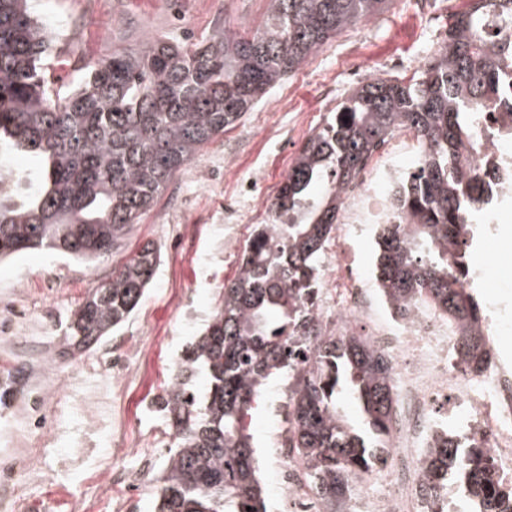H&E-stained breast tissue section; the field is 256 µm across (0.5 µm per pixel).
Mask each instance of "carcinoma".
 Returning <instances> with one entry per match:
<instances>
[{
	"instance_id": "carcinoma-1",
	"label": "carcinoma",
	"mask_w": 512,
	"mask_h": 512,
	"mask_svg": "<svg viewBox=\"0 0 512 512\" xmlns=\"http://www.w3.org/2000/svg\"><path fill=\"white\" fill-rule=\"evenodd\" d=\"M390 2L267 0L252 34L218 27L190 46L154 38L86 62L76 83L56 85L46 78L51 40L28 0H0V151L44 161L39 186L19 204L22 177L0 182V259L35 248L86 262L111 254L201 148ZM449 19L439 48L410 79L357 85L300 148L272 204L285 223L255 225L236 277L182 348L157 401L170 442L155 512H267L250 424L275 375L288 381L285 444L331 512L356 479L386 462L393 363L360 336L320 335L314 310L341 193L402 131L420 145L397 197L410 223L385 225L374 274L392 302L424 295L460 324L462 361L484 368L486 312L460 284L470 278L463 232L487 212L489 196L462 158L486 114L512 110V0H466ZM159 261L151 241L126 254L72 311L68 346L86 351L127 322ZM201 371L203 395L194 384ZM344 382L364 413L361 432L342 412ZM422 468L428 498L462 476L476 512H512V489L494 478L490 450L472 439L441 429Z\"/></svg>"
}]
</instances>
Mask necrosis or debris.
Returning a JSON list of instances; mask_svg holds the SVG:
<instances>
[{
  "label": "necrosis or debris",
  "instance_id": "necrosis-or-debris-1",
  "mask_svg": "<svg viewBox=\"0 0 512 512\" xmlns=\"http://www.w3.org/2000/svg\"><path fill=\"white\" fill-rule=\"evenodd\" d=\"M464 162L487 184L512 183V143L489 136L485 128H478L477 145L465 152ZM399 177V172L385 168L377 178L343 191L338 233L315 308L323 335L364 336L395 366L397 408L384 488L376 495L358 491L333 512H444L446 498L432 501L421 494L419 454L432 445L437 430L431 418L442 405L449 417H463L466 436L490 449L498 479L512 485V365L503 363L495 352L498 336L511 330L512 323L496 313L494 299L486 301L491 311L486 337L491 355L477 377L454 356L458 324L425 298H415L402 314L389 309L379 322L367 319V310L379 294L355 256L353 241L358 232L373 236L383 225L404 223L403 214L393 206ZM277 475L279 500L288 512H332L314 492L304 465L284 448L278 451Z\"/></svg>",
  "mask_w": 512,
  "mask_h": 512
}]
</instances>
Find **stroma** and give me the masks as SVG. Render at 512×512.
<instances>
[{"mask_svg": "<svg viewBox=\"0 0 512 512\" xmlns=\"http://www.w3.org/2000/svg\"><path fill=\"white\" fill-rule=\"evenodd\" d=\"M55 40L47 73L62 83L76 77V61H96L115 49L137 50L166 36L189 44L221 26L230 31L261 24L266 0H32ZM445 35L432 7L392 0L388 10L339 36L270 89L240 123L207 144L171 180L157 205L142 215L120 251L92 264L36 250L0 261V321L19 317L22 333L41 336L51 351L39 406L31 404L25 368L10 337L0 334V460L20 449L37 451L38 471H0V512H152L154 477L139 486L106 482L112 468L136 469L147 453L163 454L168 430L151 402L169 380L177 354L208 322L220 290L235 278L239 253L225 254L224 239L246 243L254 227L250 208L239 223L224 221V200L260 178L262 204H272L302 142L366 74L412 76ZM154 242L161 260L153 283L131 318L94 350L71 355L63 336L71 311L90 288L112 275L124 253ZM468 260L481 290L512 304V223L478 236ZM119 366L117 422L97 440L84 436L87 416L67 387ZM285 382L271 379L251 431L265 488H272L276 450L287 427ZM92 446L80 469H64L63 449Z\"/></svg>", "mask_w": 512, "mask_h": 512, "instance_id": "1", "label": "stroma"}]
</instances>
